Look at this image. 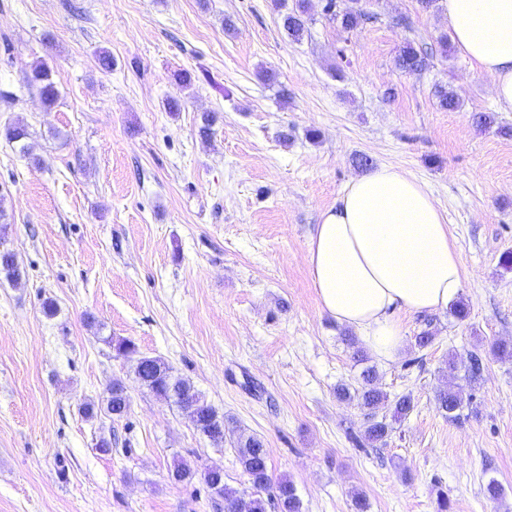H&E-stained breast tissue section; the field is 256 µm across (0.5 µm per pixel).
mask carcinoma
<instances>
[{"instance_id": "1", "label": "carcinoma", "mask_w": 512, "mask_h": 512, "mask_svg": "<svg viewBox=\"0 0 512 512\" xmlns=\"http://www.w3.org/2000/svg\"><path fill=\"white\" fill-rule=\"evenodd\" d=\"M288 0H274L284 30L294 40H300L306 31V14L309 0H295L293 7L287 6ZM358 0H351L349 5H340L338 0H326L323 11L329 19L340 26L353 31L363 21L369 19V13L356 6ZM429 65L426 52L412 44L404 46L395 58V67L408 75L421 73ZM27 83L38 88L47 107H52L58 90L52 70L43 63L36 64L27 76ZM437 104L440 109L454 112L460 108L459 98L445 86L435 89ZM22 270L15 254L0 250V277L15 281L20 279ZM135 373L138 379L156 396L175 403L181 409L190 412L196 428L212 442H224L226 427L224 416L209 404L195 387L183 378L172 374V368L157 357H140L137 359ZM336 397L340 400L355 398L365 410L367 426L365 440L371 443L385 441L391 431V424L386 416L378 415L381 405L388 401L387 393L379 386L374 367H366L360 374L359 386L350 388L346 384L336 386ZM438 408L448 418L456 420L463 407L462 396L451 390L441 389L435 395ZM130 408V400L125 388L119 381H113L107 387V411L122 417ZM234 448L243 472L248 476V489L239 492L224 484V471L206 468L202 471L180 460L174 463L172 478L178 482H191L199 477L207 487L224 497V512H267V506L274 505L278 512H302L301 499L297 488L288 478L272 482L268 473V451L262 439L254 435L239 433L234 437Z\"/></svg>"}]
</instances>
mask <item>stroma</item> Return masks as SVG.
Returning <instances> with one entry per match:
<instances>
[{"mask_svg":"<svg viewBox=\"0 0 512 512\" xmlns=\"http://www.w3.org/2000/svg\"><path fill=\"white\" fill-rule=\"evenodd\" d=\"M359 4L373 20L347 31L311 0L297 43L272 0H0V92L12 96L0 101V249L23 270L0 279V512H224L200 480L171 479L178 459L247 487L231 442L213 444L141 384L140 356L190 380L227 428L260 437L302 512H355L357 493L368 512H437L442 493L448 512H512V360L491 350L512 340V136L473 120L491 112L512 127V110L456 44L437 50L440 4ZM410 42L434 50L411 76L394 64ZM40 61L59 90L50 109L25 83ZM439 85L459 110L438 108ZM170 97L180 112L164 110ZM15 125L28 153L5 135ZM362 156L432 191L469 310L405 319V351L377 371L415 408L375 445L357 400L336 397L362 366L307 265L320 212ZM119 338L136 358L116 355ZM113 380L130 398L121 418L106 409ZM446 387L466 400L459 419L436 406Z\"/></svg>","mask_w":512,"mask_h":512,"instance_id":"obj_1","label":"stroma"}]
</instances>
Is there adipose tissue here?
<instances>
[{
    "instance_id": "obj_1",
    "label": "adipose tissue",
    "mask_w": 512,
    "mask_h": 512,
    "mask_svg": "<svg viewBox=\"0 0 512 512\" xmlns=\"http://www.w3.org/2000/svg\"><path fill=\"white\" fill-rule=\"evenodd\" d=\"M457 46L512 109V0H442ZM320 307L382 362L403 352L407 316L442 312L463 288L462 258L433 194L378 166L352 178L321 211L308 243Z\"/></svg>"
}]
</instances>
